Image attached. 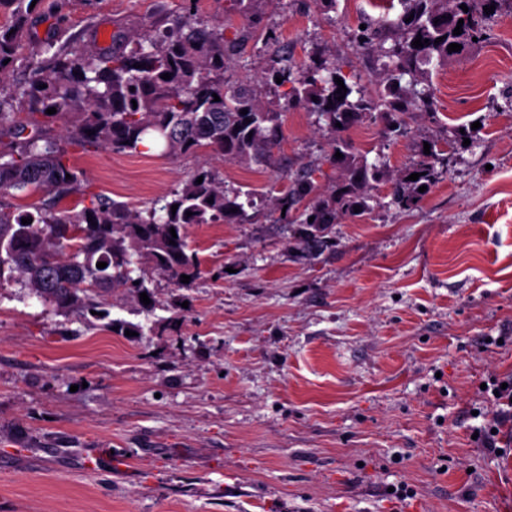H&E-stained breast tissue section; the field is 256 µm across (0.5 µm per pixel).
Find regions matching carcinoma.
<instances>
[{"mask_svg":"<svg viewBox=\"0 0 512 512\" xmlns=\"http://www.w3.org/2000/svg\"><path fill=\"white\" fill-rule=\"evenodd\" d=\"M14 22L0 26V76L23 59L33 75L13 88L0 85V132L11 138L0 149V288L16 282L28 294L57 311L70 313L89 326L123 334L140 326L112 319L105 294L118 288L140 294L149 292L145 274L149 266L181 283V276L195 279L200 261L187 241L192 224L240 222L250 195L224 187V179L211 170H200L175 189L150 203L145 211L87 192L83 173L70 164L68 150L47 133L49 126L67 125L68 144L82 150L100 146L113 152L162 149L168 154L208 148L226 161H260L281 138L280 113L261 100V88L282 78L291 84L284 93L287 106H301L325 118L328 125L345 129L376 114L384 121L383 135L408 134L404 116L416 110L436 112L433 98L407 90L402 78L433 62L455 56L451 43L466 45L481 38L491 13L484 7L502 0H403L408 8L391 23L398 37L389 51L385 77L374 97L356 79L348 82L335 66L319 65L299 76L293 69L274 70L259 80L230 84L224 80L225 60L234 44L224 43V28L186 18L170 28L144 37L128 53L69 57L64 46L31 48L26 21L32 0H12ZM466 5L463 11L460 5ZM413 17L408 22L406 18ZM463 32L453 34L458 21ZM359 43L366 45L383 34V26L366 19ZM429 44L416 48L417 36ZM441 42H436L437 38ZM148 45H143V42ZM141 67L136 68L134 64ZM165 73L170 79H162ZM347 92L339 98L334 78ZM219 101H214V97ZM49 108L56 113L48 114ZM247 114H241V111ZM93 134H87V131ZM330 162L341 170L336 189L328 196L315 193L309 177L299 175L281 199L290 210L301 206L298 216H283L298 224L294 247L317 256L331 241V227L341 215H354V207L367 213L372 184L390 185L393 202L404 210L418 206L441 171L440 153L419 145L416 159L406 172L385 178L384 164L358 158L351 144L337 139ZM413 173L416 181L409 180ZM202 183H196L198 177ZM38 194L39 201L13 207L7 197ZM213 202H208V199ZM178 205L171 211L172 205ZM191 211L193 215L186 216ZM30 218L32 223L22 224ZM177 238H172L170 229ZM174 243H169V240ZM107 263L104 268L97 267Z\"/></svg>","mask_w":512,"mask_h":512,"instance_id":"cac0c4a2","label":"carcinoma"}]
</instances>
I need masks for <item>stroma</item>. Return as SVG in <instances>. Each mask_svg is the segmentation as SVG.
Masks as SVG:
<instances>
[{
  "instance_id": "stroma-1",
  "label": "stroma",
  "mask_w": 512,
  "mask_h": 512,
  "mask_svg": "<svg viewBox=\"0 0 512 512\" xmlns=\"http://www.w3.org/2000/svg\"><path fill=\"white\" fill-rule=\"evenodd\" d=\"M41 42L72 55L126 53L192 17L236 40L228 80L290 61L335 62L375 93L380 46L359 47L372 0H54ZM436 116L413 112L387 140L365 119L355 152L390 174L425 139L480 121L418 207L388 186L343 215L320 255L296 250L279 200L310 171L330 194L336 131L297 107L265 162L70 149L90 191L142 210L198 170L256 193L237 224H194L201 273L149 271L156 306L113 293L137 336L88 329L20 286L0 289V512H512V428L500 454L472 439L483 381L512 374V7L485 39L432 69ZM506 345L484 346L486 337Z\"/></svg>"
}]
</instances>
